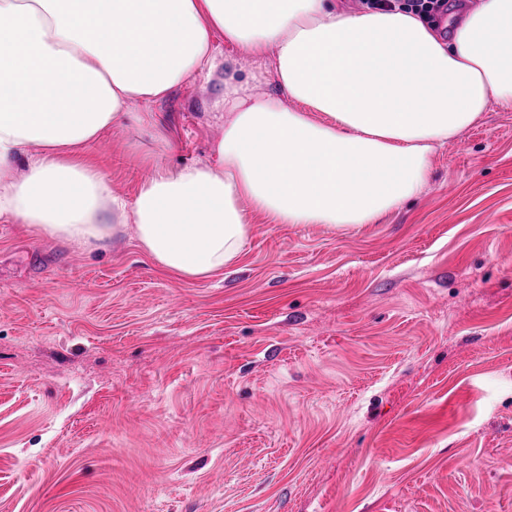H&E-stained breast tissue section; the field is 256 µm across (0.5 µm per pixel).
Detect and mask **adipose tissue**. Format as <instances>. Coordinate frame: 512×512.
Wrapping results in <instances>:
<instances>
[{
    "label": "adipose tissue",
    "instance_id": "adipose-tissue-1",
    "mask_svg": "<svg viewBox=\"0 0 512 512\" xmlns=\"http://www.w3.org/2000/svg\"><path fill=\"white\" fill-rule=\"evenodd\" d=\"M219 35L248 71H226ZM508 45L512 0H483L445 33L402 7L336 0H0V221L86 249L131 228L188 278L238 259L250 210L372 223L421 195L433 153L490 104L512 105ZM219 73L221 137L207 162L170 167L151 105ZM268 75L283 97L257 93ZM127 124L153 142L131 200L82 156Z\"/></svg>",
    "mask_w": 512,
    "mask_h": 512
}]
</instances>
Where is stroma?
<instances>
[{"label":"stroma","instance_id":"1","mask_svg":"<svg viewBox=\"0 0 512 512\" xmlns=\"http://www.w3.org/2000/svg\"><path fill=\"white\" fill-rule=\"evenodd\" d=\"M212 98L152 104L170 166ZM150 145L88 155L131 199ZM250 222L199 280L0 223V512H512V107L376 223Z\"/></svg>","mask_w":512,"mask_h":512}]
</instances>
